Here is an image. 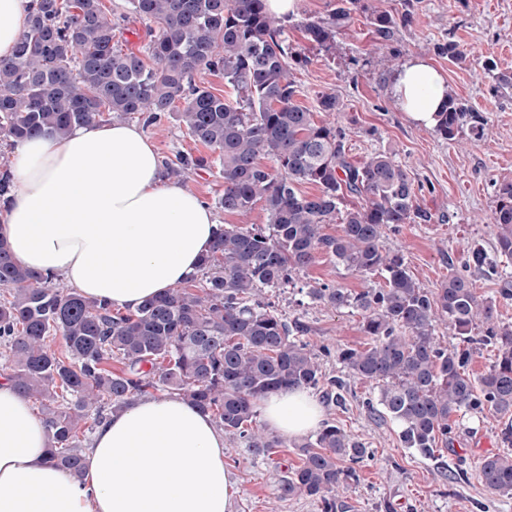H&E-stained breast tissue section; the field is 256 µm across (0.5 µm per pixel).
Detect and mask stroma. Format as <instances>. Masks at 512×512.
Returning a JSON list of instances; mask_svg holds the SVG:
<instances>
[{"mask_svg": "<svg viewBox=\"0 0 512 512\" xmlns=\"http://www.w3.org/2000/svg\"><path fill=\"white\" fill-rule=\"evenodd\" d=\"M335 2L301 0L298 13L281 24L293 48L311 53L302 25L328 14ZM103 3L117 25L119 47L140 49L149 21L136 18L128 0ZM451 41L464 51L463 61L435 52V45ZM311 55V62L296 70L297 103L312 109L321 93L336 94L344 106L336 120L346 132L348 161L357 164L386 152L414 181L426 217L386 232L383 248L402 254L409 272L431 290L447 277L449 266L467 260L468 245L476 243L493 253V185L512 182V88L493 93L481 63L494 59L500 72L512 76V0H417L413 23L399 28L391 40L377 39L360 19L337 35L331 51ZM415 56L427 57L443 72L449 90L483 113L487 130L482 141L471 142L464 133L456 141L443 140L432 129L409 121L393 104L390 78ZM144 132L167 167L177 166L180 157L207 152L170 119L145 127ZM319 283L358 293L379 287L382 280L349 271L322 255L300 274L297 287L262 292L285 318L305 325L303 338L318 355L323 372L337 376L342 370L337 351L362 347L368 338L358 311L326 307L300 291L301 286ZM377 396L375 383L350 377L343 405L325 408L326 421L336 423L370 452L340 491L336 512H512V495L490 494L477 472L479 459L502 451L501 432L512 426V416L465 414L458 418L451 439L438 444L434 457L425 458L404 447L397 422L369 415L366 403ZM224 461L241 489L235 512H321L314 498L278 496L283 472L300 463L298 449L282 448L269 458L251 457L228 435Z\"/></svg>", "mask_w": 512, "mask_h": 512, "instance_id": "obj_1", "label": "stroma"}]
</instances>
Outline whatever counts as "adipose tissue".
Masks as SVG:
<instances>
[{"mask_svg":"<svg viewBox=\"0 0 512 512\" xmlns=\"http://www.w3.org/2000/svg\"><path fill=\"white\" fill-rule=\"evenodd\" d=\"M32 0H0V60L28 28ZM443 74L415 57L393 74L395 106L433 127ZM11 187L0 195V238L15 262L63 279L86 298L136 310L198 272L220 222L181 183L161 177L154 143L134 124L100 122L46 132L9 149ZM268 430L288 439L321 427L305 389L259 400ZM240 490L224 463V434L168 395L145 396L98 425L81 477L49 459L43 420L0 379V512H234Z\"/></svg>","mask_w":512,"mask_h":512,"instance_id":"1","label":"adipose tissue"}]
</instances>
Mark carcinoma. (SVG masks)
Returning a JSON list of instances; mask_svg holds the SVG:
<instances>
[{
    "label": "carcinoma",
    "instance_id": "1",
    "mask_svg": "<svg viewBox=\"0 0 512 512\" xmlns=\"http://www.w3.org/2000/svg\"><path fill=\"white\" fill-rule=\"evenodd\" d=\"M131 13L157 24L145 56L116 48V26L102 0H38L13 59L0 61V140L10 145L44 131L64 135L104 117L137 116L151 125L173 117L223 168L219 205L243 214L261 201L269 227L225 224L201 260L203 284L186 285L123 313L106 301L55 286L54 278L17 265L0 239V346L8 379L42 403L50 460L79 476L82 450L99 423L135 396L176 394L212 417L251 456L271 457L278 437L252 426L255 402L278 391L318 390L328 405L343 403L345 381L322 373L301 339L304 325L260 299L284 288L321 254L385 286L352 294L321 284L306 296L333 309L361 312L369 342L338 357L350 377L374 381L370 414L400 427L404 447L425 457L448 439L452 416L512 414V324L475 292L470 265L449 269L435 290L410 274L403 255L383 249L385 230L422 217L407 170L386 153L359 164L346 159L344 131L295 102L293 71L308 62L282 37L265 0H128ZM362 16L383 41L414 19L413 0L382 10L369 0H336L328 17L304 24L312 46L329 51L336 35ZM224 73L234 101L191 82L198 70ZM333 115L334 93L317 99ZM487 118L453 92L433 131L454 141L466 131L484 139ZM273 165H267V162ZM211 157L180 159L173 175L210 166ZM301 184L316 192L304 194ZM363 204L341 209L347 196ZM496 252L512 261V182L495 184ZM340 233H325L328 224ZM473 264L499 274L484 250L468 248ZM463 346H440L438 321ZM60 339V348L51 341ZM492 345L496 359L469 372L473 345ZM119 363L112 369V362ZM300 465L278 484L279 498L306 495L336 512V494L367 449L333 423L315 441H294ZM478 477L492 494H512V452L487 455Z\"/></svg>",
    "mask_w": 512,
    "mask_h": 512
}]
</instances>
